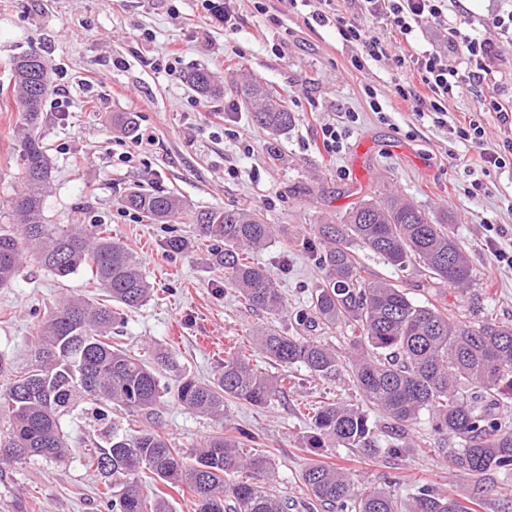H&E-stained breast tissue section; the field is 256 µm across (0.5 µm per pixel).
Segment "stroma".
<instances>
[{"label": "stroma", "mask_w": 512, "mask_h": 512, "mask_svg": "<svg viewBox=\"0 0 512 512\" xmlns=\"http://www.w3.org/2000/svg\"><path fill=\"white\" fill-rule=\"evenodd\" d=\"M232 7L236 31L230 34L201 0H0V226L11 225L7 203L21 188L15 149L20 114L6 65L34 49L52 85L63 88L59 100H46L38 129L53 163L44 215L51 224L102 225L140 258L153 297L123 314L118 340L132 353L165 349L184 372L208 379L221 371L225 356L247 348L251 331L266 321L225 288L223 269L213 265L209 243L197 239L187 217L154 224L123 207L124 195L140 185L178 193L197 209L260 210L275 233L253 257L282 289L288 312L279 325L289 329L297 314L308 311L310 293L324 276L303 245L313 225L340 222L354 205L388 187L431 214H447L466 246L475 282L462 293L420 267L398 272L366 249L359 252L364 276L398 285L416 303L451 309L466 321L489 314L512 324V266H491L486 247L487 226L494 223L503 229L500 247L512 251V169L491 170L485 192L470 196L469 176L448 156L472 159L473 148L449 138L430 118L415 116L402 100L383 114L373 112L365 87L383 93L397 80L418 90L420 78L387 61L354 66L355 51L335 25L315 23L321 0H233ZM173 52L179 62L171 75L165 65ZM197 68L223 84V97H200L184 82ZM245 79L287 100L295 115L291 129L274 138L251 122L234 92ZM115 112L133 113L138 123L141 144L129 163L122 154L130 141L108 121ZM347 112L358 120L340 151L327 153L320 128L339 123ZM173 234L188 241L185 253L165 250ZM89 279L82 271L60 281L27 259L12 287L0 288V356L25 365L44 314L62 297L98 296ZM290 378L292 388L273 407L233 402L221 422L165 402L162 430L184 449L235 427L258 433L262 453L276 462L277 492L304 504V512H322L301 480L315 461L335 463L374 487L392 474L391 491L401 499L426 484L472 512H512L503 495L512 479L495 470H450L429 449L434 432L426 416L412 430L414 447L393 463L355 449L308 447L309 405L357 394L348 379L319 380L301 366ZM61 428L70 443L67 462L0 463V512H107L98 498L100 480L81 455L93 426L74 413L62 418Z\"/></svg>", "instance_id": "stroma-1"}]
</instances>
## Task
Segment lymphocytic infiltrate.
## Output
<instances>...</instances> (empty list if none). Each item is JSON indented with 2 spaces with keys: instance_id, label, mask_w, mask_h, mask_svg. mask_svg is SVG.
Listing matches in <instances>:
<instances>
[{
  "instance_id": "f902f5d3",
  "label": "lymphocytic infiltrate",
  "mask_w": 512,
  "mask_h": 512,
  "mask_svg": "<svg viewBox=\"0 0 512 512\" xmlns=\"http://www.w3.org/2000/svg\"><path fill=\"white\" fill-rule=\"evenodd\" d=\"M363 16L359 23H338L337 30L345 41L357 44L363 57L378 61L393 57L397 67L416 71L429 91L422 97L408 86L392 82L388 95L410 102L415 114H429L438 126H447L449 135L474 145L481 159L479 166H466L470 176L469 192L479 195L485 189L483 178L490 169H512V139L492 143L485 138L484 124L495 119L499 125L512 127V87H498L496 93L480 97L478 107L468 121L447 123L449 99L473 92L491 75L492 45L481 37L470 12L459 0H360ZM436 26L446 32L449 43L461 55L460 66L450 65L444 55L429 51L392 54V46L378 34L385 27L400 34L403 40L416 39L425 27Z\"/></svg>"
}]
</instances>
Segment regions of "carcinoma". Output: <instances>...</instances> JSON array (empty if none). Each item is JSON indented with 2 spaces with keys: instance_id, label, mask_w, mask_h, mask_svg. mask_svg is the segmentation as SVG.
<instances>
[{
  "instance_id": "carcinoma-1",
  "label": "carcinoma",
  "mask_w": 512,
  "mask_h": 512,
  "mask_svg": "<svg viewBox=\"0 0 512 512\" xmlns=\"http://www.w3.org/2000/svg\"><path fill=\"white\" fill-rule=\"evenodd\" d=\"M22 133L17 141L22 188L11 200L15 228L0 227V288H9L27 255L60 280L81 270L91 272L105 298L62 300L38 325L31 363L15 369L0 357L8 386L0 393V411L10 425L0 435V462L24 467L36 460L63 462L68 447L60 420L79 404L88 405L100 422L98 439L84 454L87 468L103 478L108 512H168L163 494L148 497L142 480L149 471L157 483L187 489L195 512H289L291 505L269 482L274 460L245 454L257 437L215 433L199 448L175 447L159 430L165 396L194 414L222 422L234 400L267 408L281 398L288 377H273L250 364L244 354L224 359L218 376L200 380L183 373L173 355L161 349L147 360L112 341L121 311L144 306L152 288L140 259L120 241L92 232L83 224H49L44 204L52 177L47 149L34 134L50 90L44 60L36 51L13 59ZM187 83L202 97L224 93L214 75L197 69ZM258 126L278 135L295 115L256 81L235 90ZM112 127L136 137L128 112L112 113ZM127 208L155 222H167L186 210L178 196L139 188L125 197ZM197 235L215 242L213 261L224 267L227 287L248 307L270 318L253 330L252 350L267 362L288 369L296 364L316 379L348 372L366 406L386 419V433L396 441L423 414L435 433L434 451L455 470L480 475L512 471V422L475 406L512 393V325L484 317L472 324L436 305L421 306L396 285L368 280L356 248L380 255L399 271L421 266L431 277L461 291L474 280L465 248L450 230L448 217L436 219L397 196L359 204L338 224L314 225L310 248L325 273L310 297L312 315L299 316L310 328L342 325L351 333V351L342 355L317 340L294 336L276 325L287 303L271 272L247 260L274 237V227L260 213L245 208L203 209L192 216ZM175 377L161 383V372ZM122 412L141 424L123 428L112 421ZM310 448H352L379 453L375 426L353 404L321 402L312 409ZM324 512H467L457 499L429 485L417 487L411 500L382 488H368L339 467L314 462L301 475Z\"/></svg>"
}]
</instances>
